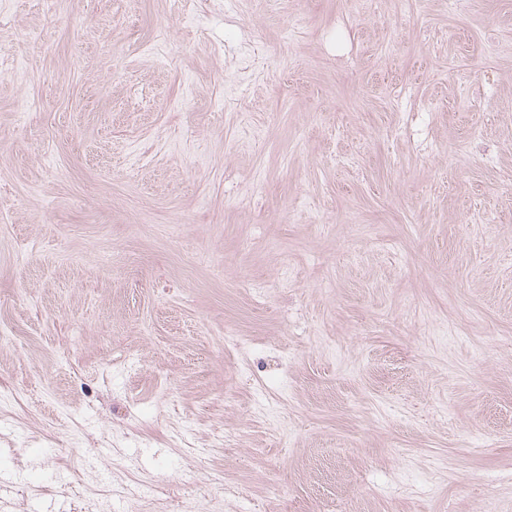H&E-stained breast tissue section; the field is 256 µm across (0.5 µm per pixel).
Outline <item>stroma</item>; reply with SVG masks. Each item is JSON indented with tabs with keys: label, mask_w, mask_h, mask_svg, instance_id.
<instances>
[{
	"label": "stroma",
	"mask_w": 512,
	"mask_h": 512,
	"mask_svg": "<svg viewBox=\"0 0 512 512\" xmlns=\"http://www.w3.org/2000/svg\"><path fill=\"white\" fill-rule=\"evenodd\" d=\"M178 11L0 0V512H512V0Z\"/></svg>",
	"instance_id": "1"
}]
</instances>
